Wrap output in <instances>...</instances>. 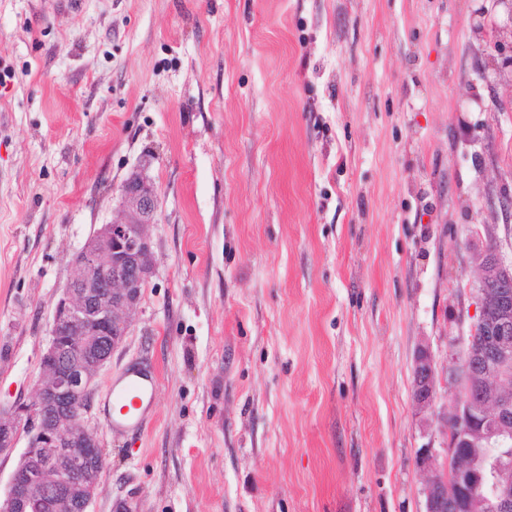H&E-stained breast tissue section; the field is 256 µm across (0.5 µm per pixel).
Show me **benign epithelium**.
<instances>
[{
    "mask_svg": "<svg viewBox=\"0 0 512 512\" xmlns=\"http://www.w3.org/2000/svg\"><path fill=\"white\" fill-rule=\"evenodd\" d=\"M512 30V0H492L474 12V27ZM512 76V43H500L480 72ZM121 218L102 224L73 259L74 274L55 305L48 345L40 357L36 399L0 411V454L27 445L15 467L0 512H90L101 473V446L85 422L99 371L128 334L141 291L155 271L151 228L160 208L154 186L139 175L121 189ZM480 276V311L470 325L465 360L448 364L462 397L448 419L437 418L452 476L429 480L424 512H512V489L500 481L512 458V392L486 390L512 378V262L489 244L473 257ZM437 366L430 348L414 355L411 395L422 412L433 410Z\"/></svg>",
    "mask_w": 512,
    "mask_h": 512,
    "instance_id": "1",
    "label": "benign epithelium"
}]
</instances>
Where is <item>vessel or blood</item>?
Wrapping results in <instances>:
<instances>
[{
	"instance_id": "obj_1",
	"label": "vessel or blood",
	"mask_w": 512,
	"mask_h": 512,
	"mask_svg": "<svg viewBox=\"0 0 512 512\" xmlns=\"http://www.w3.org/2000/svg\"><path fill=\"white\" fill-rule=\"evenodd\" d=\"M158 378L144 369L133 367L112 383L110 399L114 407L106 425L114 431L142 430L152 412Z\"/></svg>"
}]
</instances>
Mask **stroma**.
I'll use <instances>...</instances> for the list:
<instances>
[{"mask_svg": "<svg viewBox=\"0 0 512 512\" xmlns=\"http://www.w3.org/2000/svg\"><path fill=\"white\" fill-rule=\"evenodd\" d=\"M483 0H0V406L32 403L72 260L138 173L155 271L87 425L93 512H423L411 396L512 258V82ZM159 374L141 433L113 379ZM438 451L419 468V448ZM497 49L494 50L495 54L488 55L485 64L481 65V74L487 70H496L498 80L505 75L512 76V43L504 44L499 43Z\"/></svg>", "mask_w": 512, "mask_h": 512, "instance_id": "1", "label": "stroma"}]
</instances>
